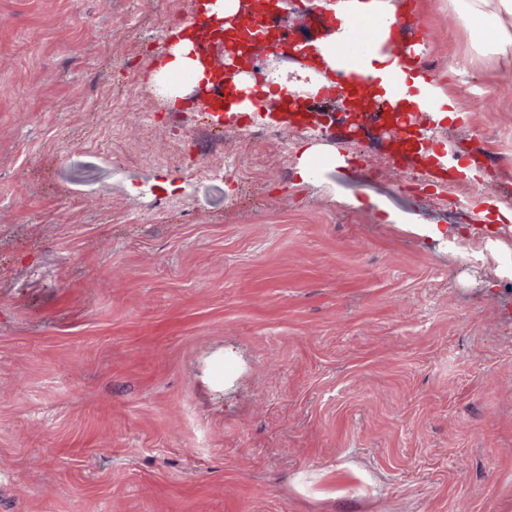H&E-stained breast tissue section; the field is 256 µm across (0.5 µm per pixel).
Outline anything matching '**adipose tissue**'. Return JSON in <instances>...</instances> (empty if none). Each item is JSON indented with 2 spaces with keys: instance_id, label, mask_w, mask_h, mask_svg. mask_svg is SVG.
<instances>
[{
  "instance_id": "adipose-tissue-1",
  "label": "adipose tissue",
  "mask_w": 512,
  "mask_h": 512,
  "mask_svg": "<svg viewBox=\"0 0 512 512\" xmlns=\"http://www.w3.org/2000/svg\"><path fill=\"white\" fill-rule=\"evenodd\" d=\"M314 7L333 13L337 24L333 31L312 40L305 58L307 64L297 79L290 80L280 72L269 74L264 84H256L250 75H242L241 84L257 88L260 97L272 100L284 93L317 92L328 85L336 70V62L325 53L324 47L336 42L351 41L356 25L367 24L375 33L374 46L364 48L363 70L377 77V99L390 100L402 112L425 109L434 121H456L462 112L457 101L441 82L421 70L413 61L399 62L387 48L397 23L398 6L394 0H313ZM458 17L474 33L483 35L484 43L497 54L512 52V0H454ZM190 47L173 44L167 51L165 62L151 76V81L165 100L185 97L189 92L185 80L174 81L177 72L187 75L199 71V63L189 55ZM396 75L398 89H391L387 77Z\"/></svg>"
}]
</instances>
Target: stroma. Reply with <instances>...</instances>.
I'll return each instance as SVG.
<instances>
[{
    "instance_id": "obj_1",
    "label": "stroma",
    "mask_w": 512,
    "mask_h": 512,
    "mask_svg": "<svg viewBox=\"0 0 512 512\" xmlns=\"http://www.w3.org/2000/svg\"><path fill=\"white\" fill-rule=\"evenodd\" d=\"M415 2L477 183L197 91L170 123L197 0H0V512H512V223L470 206L512 209V55Z\"/></svg>"
}]
</instances>
